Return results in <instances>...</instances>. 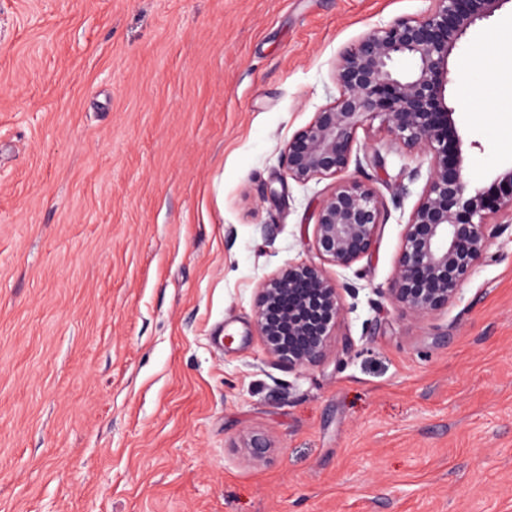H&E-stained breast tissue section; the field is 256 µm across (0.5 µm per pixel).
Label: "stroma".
Here are the masks:
<instances>
[{
  "mask_svg": "<svg viewBox=\"0 0 512 512\" xmlns=\"http://www.w3.org/2000/svg\"><path fill=\"white\" fill-rule=\"evenodd\" d=\"M431 0H0V512H512V231L423 320L391 304L430 159L379 122L346 178L388 217L326 265L345 312L291 368L257 288L316 263L334 179L282 152L339 54ZM512 0L449 59L471 189L512 166ZM273 447L255 457L251 437Z\"/></svg>",
  "mask_w": 512,
  "mask_h": 512,
  "instance_id": "stroma-1",
  "label": "stroma"
}]
</instances>
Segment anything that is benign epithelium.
<instances>
[{
	"instance_id": "7a95c632",
	"label": "benign epithelium",
	"mask_w": 512,
	"mask_h": 512,
	"mask_svg": "<svg viewBox=\"0 0 512 512\" xmlns=\"http://www.w3.org/2000/svg\"><path fill=\"white\" fill-rule=\"evenodd\" d=\"M511 1L432 0L423 16L374 29L339 55L340 96L283 151L285 177L337 178L349 168L358 130L379 119L395 141L430 155L426 187L405 224L387 289L391 303L417 319L453 302L486 256L488 226H512V167L498 175L511 192L490 200L480 190L469 191L462 140L448 105L453 51L471 27ZM399 58L410 59L413 68L394 70ZM385 216L372 186L338 181L319 204L314 248L324 262L349 268L370 254ZM343 313L339 289L322 266L289 263L259 284L255 328L268 355L307 367L323 357Z\"/></svg>"
}]
</instances>
